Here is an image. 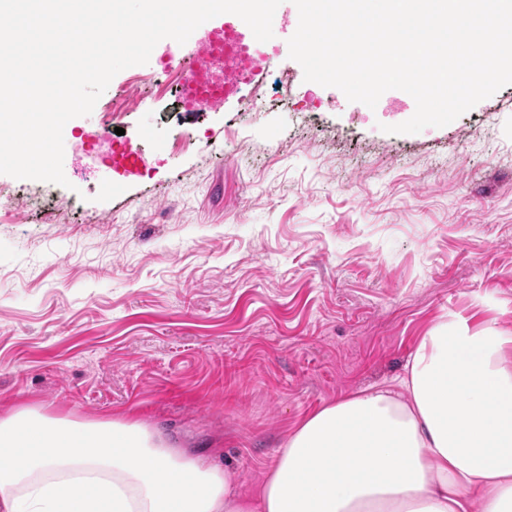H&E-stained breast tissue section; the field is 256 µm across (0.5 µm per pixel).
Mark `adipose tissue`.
<instances>
[{"label": "adipose tissue", "instance_id": "obj_1", "mask_svg": "<svg viewBox=\"0 0 512 512\" xmlns=\"http://www.w3.org/2000/svg\"><path fill=\"white\" fill-rule=\"evenodd\" d=\"M398 387L303 419L256 493L117 417H0V512H512V334L444 318Z\"/></svg>", "mask_w": 512, "mask_h": 512}]
</instances>
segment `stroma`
Here are the masks:
<instances>
[{"label": "stroma", "instance_id": "stroma-1", "mask_svg": "<svg viewBox=\"0 0 512 512\" xmlns=\"http://www.w3.org/2000/svg\"><path fill=\"white\" fill-rule=\"evenodd\" d=\"M218 111L185 112L160 41L148 97L125 113L120 172L65 154L68 186L0 174L27 199L0 211V415H133L208 455L243 493L305 417L404 376L422 336L453 314L512 333V85L442 128L388 134L415 112L303 79L285 49ZM122 70L64 142L96 134ZM266 112H248L256 94ZM320 100L291 112L287 94ZM192 133L191 152L168 150ZM115 189L105 192L102 180Z\"/></svg>", "mask_w": 512, "mask_h": 512}]
</instances>
